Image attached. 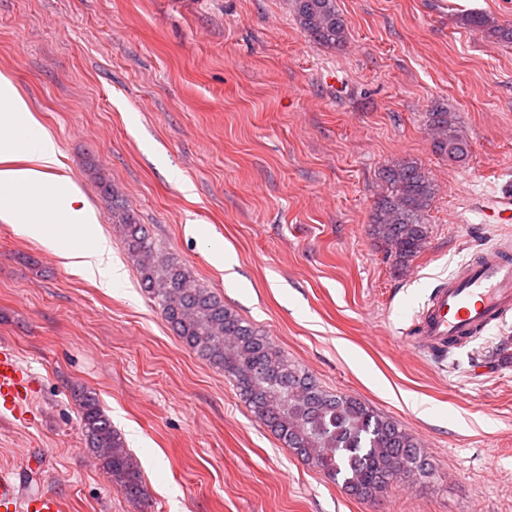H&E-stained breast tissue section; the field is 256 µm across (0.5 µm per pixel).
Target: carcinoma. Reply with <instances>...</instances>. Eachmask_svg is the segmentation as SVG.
<instances>
[{"label": "carcinoma", "mask_w": 512, "mask_h": 512, "mask_svg": "<svg viewBox=\"0 0 512 512\" xmlns=\"http://www.w3.org/2000/svg\"><path fill=\"white\" fill-rule=\"evenodd\" d=\"M301 28L317 43L336 49L346 39V22L336 0H295ZM465 24L483 36L512 41V28L484 13H470ZM434 147L448 161L465 162L468 140L456 118L435 107L427 113ZM388 194L371 217L375 236L405 264L424 248L426 215L435 185L415 162L401 160L382 170ZM142 288L158 303L171 330L199 357L232 378L254 417L302 460L348 494L376 499L398 479L430 476L433 465L421 439L362 401L333 393L294 364L249 322L204 287L185 264L163 254L148 228L123 205L112 206ZM79 419L87 446L101 459L112 482L132 498L143 494L139 470L121 435L90 392L80 395Z\"/></svg>", "instance_id": "cac0c4a2"}]
</instances>
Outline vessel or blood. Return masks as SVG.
I'll return each instance as SVG.
<instances>
[{
  "label": "vessel or blood",
  "mask_w": 512,
  "mask_h": 512,
  "mask_svg": "<svg viewBox=\"0 0 512 512\" xmlns=\"http://www.w3.org/2000/svg\"><path fill=\"white\" fill-rule=\"evenodd\" d=\"M485 223H512V194L493 193L482 199ZM512 312V243L485 248L432 293L406 342L423 351L442 349L479 333ZM34 384L15 353L0 348V418L21 419ZM0 512H61L57 495L23 493L17 474L0 470Z\"/></svg>",
  "instance_id": "obj_1"
}]
</instances>
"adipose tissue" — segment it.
Masks as SVG:
<instances>
[{
    "label": "adipose tissue",
    "mask_w": 512,
    "mask_h": 512,
    "mask_svg": "<svg viewBox=\"0 0 512 512\" xmlns=\"http://www.w3.org/2000/svg\"><path fill=\"white\" fill-rule=\"evenodd\" d=\"M59 149L12 80L0 74V220L52 249L65 265L121 287L125 272L93 210L69 177L53 174ZM26 167H18V160Z\"/></svg>",
    "instance_id": "obj_1"
}]
</instances>
